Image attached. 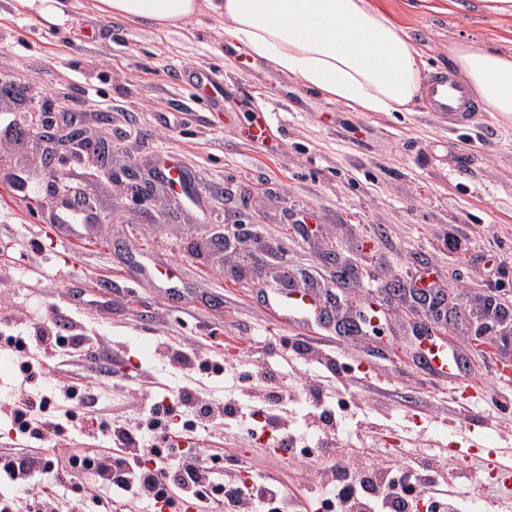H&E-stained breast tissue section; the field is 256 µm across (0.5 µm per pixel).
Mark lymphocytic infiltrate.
Wrapping results in <instances>:
<instances>
[{"mask_svg":"<svg viewBox=\"0 0 512 512\" xmlns=\"http://www.w3.org/2000/svg\"><path fill=\"white\" fill-rule=\"evenodd\" d=\"M0 332L12 346L22 375L10 412L13 428L27 440L57 444L72 430L71 407L88 401L89 386L61 382L50 392L34 393L27 383L42 375L44 362L93 360L85 335L70 321L19 325L8 311L0 314ZM237 379L241 403L218 408L183 392L181 401L193 418L178 430L166 418V399L150 396L145 400L149 414L145 423L113 424L111 451L70 455L63 478L96 488L111 486L113 493L107 497L96 492L88 500L70 498L61 486L46 491L44 477L54 473L53 460L23 448L1 449L0 481L13 486L17 494L0 499V512H121L129 500L153 510L187 500L198 512H297V504L278 481L261 475L251 485L240 480V472L252 469L248 460L238 459L236 471L224 475L218 453L186 448L180 441L183 432H197L226 416L250 434L274 427L280 448L296 449L300 435L280 424L288 392L277 370L242 365ZM300 398L312 408L309 426L316 452L332 462L307 487L306 500L316 512H413L414 501L422 493L436 512H448V497L439 491L443 467L436 456L426 454L384 468L370 461L357 464L338 446L332 403L319 384L310 383Z\"/></svg>","mask_w":512,"mask_h":512,"instance_id":"obj_1","label":"lymphocytic infiltrate"}]
</instances>
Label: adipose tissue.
Segmentation results:
<instances>
[{
    "label": "adipose tissue",
    "mask_w": 512,
    "mask_h": 512,
    "mask_svg": "<svg viewBox=\"0 0 512 512\" xmlns=\"http://www.w3.org/2000/svg\"><path fill=\"white\" fill-rule=\"evenodd\" d=\"M95 7L160 29L188 30L212 17L225 42L360 112H411L427 93L421 54L371 0H95ZM448 59L484 111L512 120V53L462 41L449 46Z\"/></svg>",
    "instance_id": "1"
}]
</instances>
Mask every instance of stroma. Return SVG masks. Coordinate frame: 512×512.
Instances as JSON below:
<instances>
[{
  "label": "stroma",
  "instance_id": "35a3bbf8",
  "mask_svg": "<svg viewBox=\"0 0 512 512\" xmlns=\"http://www.w3.org/2000/svg\"><path fill=\"white\" fill-rule=\"evenodd\" d=\"M411 37L431 74L448 73L450 44L473 40L512 52V16L477 9V0H372ZM0 172L28 184H0V304L16 322L62 318L96 337L110 368L74 363L51 371L90 378L94 407H75L77 431L43 447L66 464L109 442L100 424L143 418V397L194 390L216 405L239 397L234 374L170 362L163 344L187 347L231 365L274 364L288 383H306L310 356L335 352L324 395L345 404L343 418L368 417L355 459L380 464L432 452L445 465L449 494L464 512H512L469 448H512V317L485 318L488 301L512 310V122L495 112L449 117L421 104L413 112H358L305 90L245 47L224 41L203 18L196 31L114 19L93 0H69L63 23H48L16 0H0ZM68 110L81 120L84 147L63 170L102 221L82 226L81 248L65 252L73 227L54 223L42 148L25 121L32 109ZM264 113L266 132L244 131ZM112 138L106 169L92 145ZM173 163L190 176L187 192L161 186L146 198L133 175ZM235 233L224 243L225 230ZM336 254L351 269L336 277ZM338 262V263H339ZM172 269L176 287L130 277L131 268ZM305 275L321 298L335 295V317L378 305L363 335L335 325L320 334L275 320L267 308L282 271ZM428 284L448 296L439 329L464 359L455 379L418 359L419 330L430 315L401 286ZM485 333L492 351L477 348ZM195 442L224 454L225 468L252 460L302 499L315 455L277 452L267 438L217 425Z\"/></svg>",
  "mask_w": 512,
  "mask_h": 512
}]
</instances>
